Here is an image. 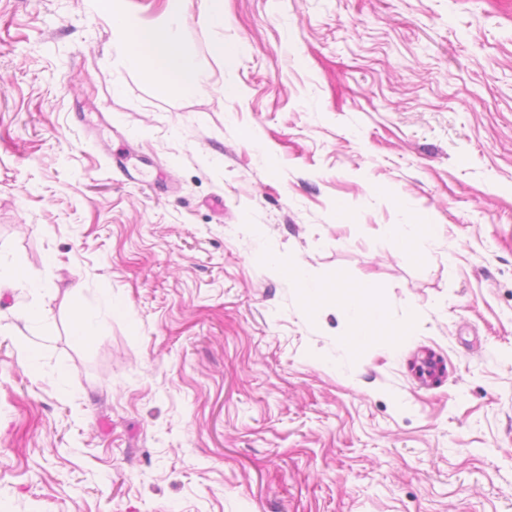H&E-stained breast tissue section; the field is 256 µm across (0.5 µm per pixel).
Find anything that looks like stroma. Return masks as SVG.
I'll return each mask as SVG.
<instances>
[{
  "instance_id": "obj_1",
  "label": "stroma",
  "mask_w": 512,
  "mask_h": 512,
  "mask_svg": "<svg viewBox=\"0 0 512 512\" xmlns=\"http://www.w3.org/2000/svg\"><path fill=\"white\" fill-rule=\"evenodd\" d=\"M223 4L186 97L0 0V512H512V0ZM307 301L315 305L319 301H332L337 309H345L353 319V329L348 335L352 342L376 339L385 330L391 336H408L414 333V325L406 319L383 327L380 323L381 301L379 287L375 282L365 280L351 288L336 286L332 289H304Z\"/></svg>"
}]
</instances>
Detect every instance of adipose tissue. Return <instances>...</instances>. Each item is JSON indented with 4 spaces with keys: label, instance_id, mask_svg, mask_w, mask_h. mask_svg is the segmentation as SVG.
I'll return each mask as SVG.
<instances>
[{
    "label": "adipose tissue",
    "instance_id": "obj_1",
    "mask_svg": "<svg viewBox=\"0 0 512 512\" xmlns=\"http://www.w3.org/2000/svg\"><path fill=\"white\" fill-rule=\"evenodd\" d=\"M185 0H168L166 22L157 27L141 21L132 0H92L94 13L112 30L114 45L120 50L126 69L136 72L157 93L179 89L192 95L205 88L209 77L181 44L185 24ZM310 304L331 301L346 310L353 319L349 335L352 342L377 338L381 332L391 336H408L414 331L411 321L382 325L379 287L365 280L350 288L306 290Z\"/></svg>",
    "mask_w": 512,
    "mask_h": 512
}]
</instances>
